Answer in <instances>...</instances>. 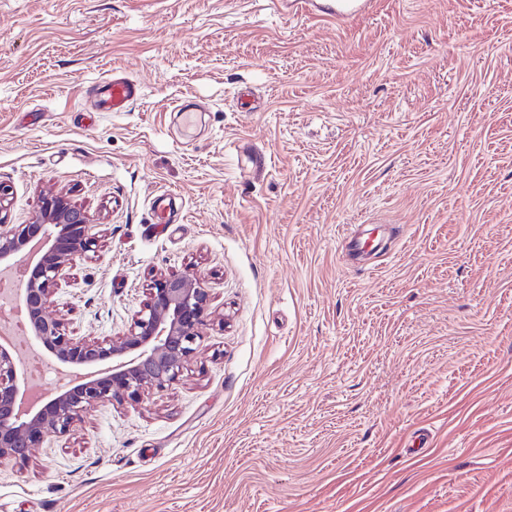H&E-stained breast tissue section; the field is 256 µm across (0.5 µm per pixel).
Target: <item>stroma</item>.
Segmentation results:
<instances>
[{
    "label": "stroma",
    "mask_w": 512,
    "mask_h": 512,
    "mask_svg": "<svg viewBox=\"0 0 512 512\" xmlns=\"http://www.w3.org/2000/svg\"><path fill=\"white\" fill-rule=\"evenodd\" d=\"M0 181L95 219L73 336L160 270L211 313L178 383L0 461V512H512V0H0ZM293 15L314 14L342 24L371 8L372 0H291L284 1ZM138 97L139 87L134 81L112 75L98 85L93 106L97 111L123 112Z\"/></svg>",
    "instance_id": "stroma-1"
}]
</instances>
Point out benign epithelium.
<instances>
[{"instance_id":"benign-epithelium-1","label":"benign epithelium","mask_w":512,"mask_h":512,"mask_svg":"<svg viewBox=\"0 0 512 512\" xmlns=\"http://www.w3.org/2000/svg\"><path fill=\"white\" fill-rule=\"evenodd\" d=\"M10 185L0 182V273L24 268L17 300L34 339L70 369L66 385L35 392L23 361L0 344V460L28 461L45 441L70 431L91 407L114 399L134 402L179 381L209 325V294L195 269L152 275L149 296L117 341L68 335L64 319L46 309L66 268L97 248L94 216L71 191L42 195L27 224L8 227Z\"/></svg>"}]
</instances>
